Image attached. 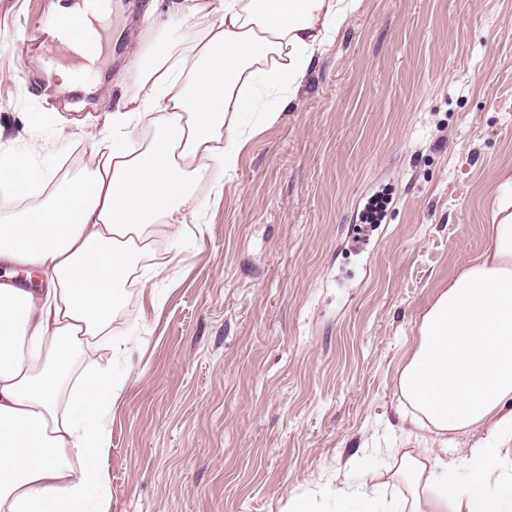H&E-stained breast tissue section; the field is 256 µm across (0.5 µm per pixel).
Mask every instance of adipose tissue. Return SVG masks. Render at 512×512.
Listing matches in <instances>:
<instances>
[{"instance_id":"ef3b65f1","label":"adipose tissue","mask_w":512,"mask_h":512,"mask_svg":"<svg viewBox=\"0 0 512 512\" xmlns=\"http://www.w3.org/2000/svg\"><path fill=\"white\" fill-rule=\"evenodd\" d=\"M360 0H152L148 22H209L176 42L132 49L138 90L92 138L84 173L61 190L46 168L29 183L48 204L0 224V512H108L98 464L104 419L126 386L108 370L75 375L84 349H121L112 322L142 257L180 236L211 162L234 171L240 117L255 84L277 90L276 123L317 52ZM490 247L439 288L398 379L400 415L433 435L403 448L336 512H512V202H497ZM460 434L476 435L457 447Z\"/></svg>"}]
</instances>
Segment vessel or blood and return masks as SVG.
I'll use <instances>...</instances> for the list:
<instances>
[{
    "label": "vessel or blood",
    "mask_w": 512,
    "mask_h": 512,
    "mask_svg": "<svg viewBox=\"0 0 512 512\" xmlns=\"http://www.w3.org/2000/svg\"><path fill=\"white\" fill-rule=\"evenodd\" d=\"M108 0H70L65 15L53 20H41L38 42L47 44L45 62L54 65L57 53L72 47L81 51L79 77L97 71L101 64L99 40L95 35L106 18L105 6Z\"/></svg>",
    "instance_id": "b4317fda"
}]
</instances>
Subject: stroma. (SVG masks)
<instances>
[{
	"mask_svg": "<svg viewBox=\"0 0 512 512\" xmlns=\"http://www.w3.org/2000/svg\"><path fill=\"white\" fill-rule=\"evenodd\" d=\"M66 0H0V156L66 184L133 87L150 0H120L94 81L62 84L27 39ZM259 100L235 172L196 186L180 241L114 321L127 374L105 422L109 512H335L356 453L427 447L398 377L438 288L485 250L512 170V0H363L272 125ZM386 216L356 241L369 198Z\"/></svg>",
	"mask_w": 512,
	"mask_h": 512,
	"instance_id": "obj_1",
	"label": "stroma"
}]
</instances>
